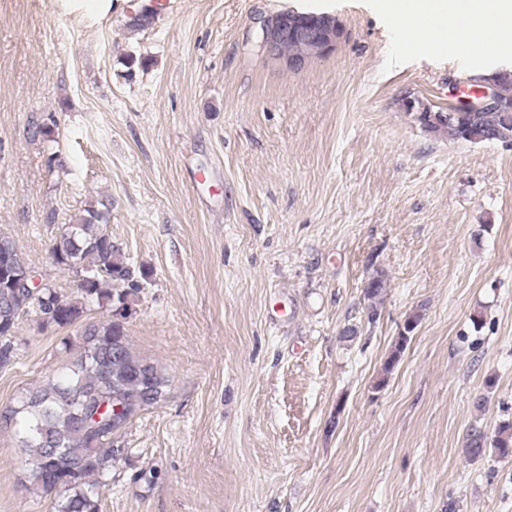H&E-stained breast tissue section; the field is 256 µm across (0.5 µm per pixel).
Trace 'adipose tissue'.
Here are the masks:
<instances>
[{"instance_id": "adipose-tissue-1", "label": "adipose tissue", "mask_w": 512, "mask_h": 512, "mask_svg": "<svg viewBox=\"0 0 512 512\" xmlns=\"http://www.w3.org/2000/svg\"><path fill=\"white\" fill-rule=\"evenodd\" d=\"M392 21L410 17L401 33L406 54L453 50L476 64L512 55V0H371Z\"/></svg>"}]
</instances>
